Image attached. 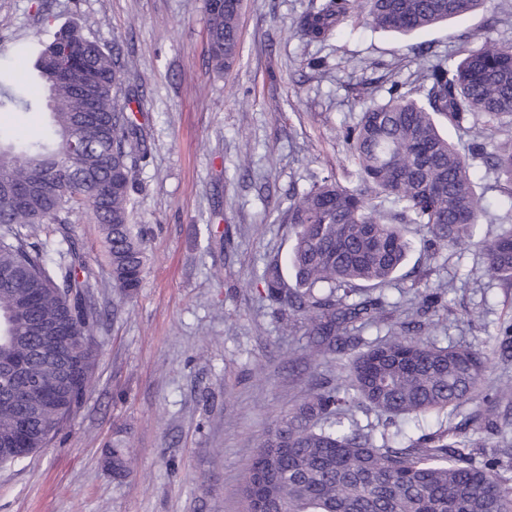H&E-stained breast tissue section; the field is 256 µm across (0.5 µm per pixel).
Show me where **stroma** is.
<instances>
[{
	"instance_id": "obj_1",
	"label": "stroma",
	"mask_w": 512,
	"mask_h": 512,
	"mask_svg": "<svg viewBox=\"0 0 512 512\" xmlns=\"http://www.w3.org/2000/svg\"><path fill=\"white\" fill-rule=\"evenodd\" d=\"M313 0H243L240 56L208 63L205 0H0V66L17 82L34 74L38 38L75 26L120 48L135 66L129 89L144 100L150 153L133 173L131 221L149 227L142 288H112L104 242L89 213L67 233L41 239L51 257L81 247L88 267L99 355L85 399L51 446L0 465V512H242L243 476L255 439L303 395L307 375L335 378L336 362L312 366L303 333H284L257 277L287 258L283 222L291 196L316 177H344L342 130L386 99L392 82L422 84L421 46L456 51L492 38L512 42V0L407 36L350 18L310 43L295 23ZM474 168L492 212L477 235L498 234L512 213L492 172ZM224 233L223 245L209 229ZM386 292L403 320L412 278L442 286L440 345L480 350L485 387L512 386V361L496 332L512 321V286L489 279L479 248L431 258L423 233ZM122 440L129 472L105 449Z\"/></svg>"
}]
</instances>
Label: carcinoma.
Returning <instances> with one entry per match:
<instances>
[{
    "label": "carcinoma",
    "mask_w": 512,
    "mask_h": 512,
    "mask_svg": "<svg viewBox=\"0 0 512 512\" xmlns=\"http://www.w3.org/2000/svg\"><path fill=\"white\" fill-rule=\"evenodd\" d=\"M489 0H322L297 20L309 42H324L348 18L374 29L412 32L472 12ZM242 0H206L209 62L228 69L240 51ZM64 59L72 75L55 77L52 62ZM422 89L399 82L389 99L374 103L344 131L354 186L333 175L291 197L284 222L292 239L289 286L277 258L268 260L258 283L278 306L284 330L304 327L310 358L334 360L336 383L311 375L302 402L279 417L256 443L243 480L245 512H512V448L487 449L471 437L501 432L512 423V396L505 387L484 397L485 407L461 424L416 437L401 427L376 434L360 426L357 413L373 411L388 424L418 421L431 413H454L473 401L486 359L462 346H440L433 333L437 293L412 284L419 318L367 341L360 327L387 323L385 287L413 247L409 227L426 233L433 257L473 244L488 214L468 158L496 174L512 199V45L488 39L477 48L459 36L457 51L423 64ZM40 81L13 90L0 77V110L38 109L48 89L49 134L36 140L0 134V183L29 188L25 206L0 197V362L19 367L0 386V464L19 463L5 445L19 419L34 420L26 455L48 447L81 405L92 378L95 354L83 350L51 406L23 391L32 379L50 381L53 363L37 348L44 329L90 337L86 262L69 241L68 259L50 256L40 233L72 223L96 193L91 211L105 240L112 287L124 299L141 288L147 263V232L130 223L132 171L148 156L147 134L132 113L135 98L121 96L129 61L84 35L60 28L37 61ZM97 105L80 131L75 115L88 100ZM458 129L481 127L483 137L461 153L439 128V118ZM484 273L512 285V228L480 241ZM367 286L377 295L349 298ZM112 470L124 474L128 451L110 450Z\"/></svg>",
    "instance_id": "1"
}]
</instances>
